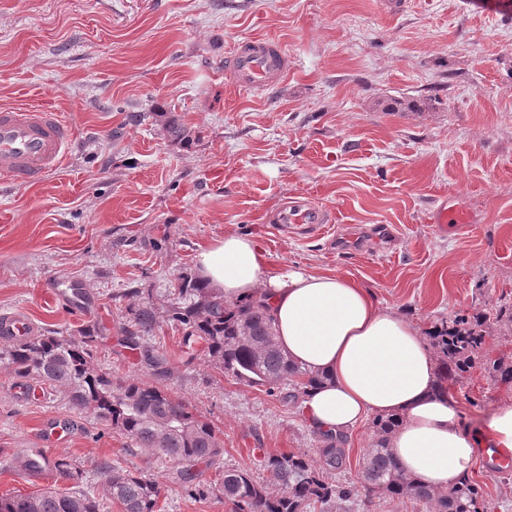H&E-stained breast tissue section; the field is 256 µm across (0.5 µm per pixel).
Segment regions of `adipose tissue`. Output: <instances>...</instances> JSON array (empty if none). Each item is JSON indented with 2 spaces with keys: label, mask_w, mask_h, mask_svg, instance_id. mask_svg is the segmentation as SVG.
<instances>
[{
  "label": "adipose tissue",
  "mask_w": 512,
  "mask_h": 512,
  "mask_svg": "<svg viewBox=\"0 0 512 512\" xmlns=\"http://www.w3.org/2000/svg\"><path fill=\"white\" fill-rule=\"evenodd\" d=\"M197 266L225 300L263 290L281 348L326 375L304 397L312 429L345 437L368 417H395L391 448L406 474L435 489L469 476L477 442L462 428L452 394L438 387L430 345L372 290L337 274L267 269L255 241L241 235L203 247Z\"/></svg>",
  "instance_id": "ef3b65f1"
}]
</instances>
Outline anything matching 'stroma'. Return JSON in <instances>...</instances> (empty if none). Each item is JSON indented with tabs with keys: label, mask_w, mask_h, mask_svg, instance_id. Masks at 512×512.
<instances>
[{
	"label": "stroma",
	"mask_w": 512,
	"mask_h": 512,
	"mask_svg": "<svg viewBox=\"0 0 512 512\" xmlns=\"http://www.w3.org/2000/svg\"><path fill=\"white\" fill-rule=\"evenodd\" d=\"M249 37L281 42L292 66L263 91L225 71ZM50 103L75 140L38 185L0 179V313L79 336L99 327L94 363L150 381L122 348L129 289L163 298L195 271L201 247L252 238L271 266L333 271L371 288L420 329L512 302V0H0V105ZM190 130L172 141L167 117ZM466 224L438 225L448 196ZM310 200L324 229L280 232L271 212ZM179 328L150 342L173 367L163 384L216 428L224 452L202 482L254 469V451L315 454L316 433L292 405L235 381L197 350L180 360ZM0 363V497L66 490L28 479L20 460L42 430L100 482L99 465L141 474L162 512H229L191 499L167 459L139 449L61 392L19 402ZM478 433L512 388L483 374L454 392ZM472 479L512 512V468L477 447Z\"/></svg>",
	"instance_id": "stroma-1"
}]
</instances>
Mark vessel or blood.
<instances>
[{
  "label": "vessel or blood",
  "mask_w": 512,
  "mask_h": 512,
  "mask_svg": "<svg viewBox=\"0 0 512 512\" xmlns=\"http://www.w3.org/2000/svg\"><path fill=\"white\" fill-rule=\"evenodd\" d=\"M290 60L272 39L248 38L235 45L226 60L233 84L261 91L277 84ZM72 144V126L45 105L0 107V177L20 184L36 183L58 169ZM274 220L279 224H323L325 213L311 205H285ZM34 326L21 310L0 314V335L21 340Z\"/></svg>",
  "instance_id": "b4317fda"
}]
</instances>
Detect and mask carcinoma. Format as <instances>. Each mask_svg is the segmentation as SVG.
<instances>
[{
	"label": "carcinoma",
	"mask_w": 512,
	"mask_h": 512,
	"mask_svg": "<svg viewBox=\"0 0 512 512\" xmlns=\"http://www.w3.org/2000/svg\"><path fill=\"white\" fill-rule=\"evenodd\" d=\"M165 298L162 311L151 300L131 305V327L125 328L122 339L137 351L141 367L153 375L164 378L170 374L167 357L146 341L163 319L182 331L185 353L203 345L217 369L250 386L265 388L271 397L280 395L296 404L308 388L326 380L292 361L279 346L262 296L228 303L222 291L183 272ZM492 325L512 332L511 303L473 319L450 316L430 331L427 339L436 354L442 387L458 382V376L476 367L491 380L512 387V362L492 360L484 353L487 329ZM96 339L90 328L78 339L41 331L1 347L0 362L7 361L17 378L64 391L72 406L110 424L132 446L168 458L194 499L212 494L224 499L231 512H312L317 505L331 512L362 494L368 499L374 495L413 499L425 512H494L495 504L484 499L470 479L437 490L403 472L389 446L398 422L384 418L373 420L376 440L355 483L327 480L328 475L347 470L348 454L343 448L345 439L321 435L315 459L305 453L259 449L257 466L270 475V484L256 481L248 470H226L203 487L194 467L201 460L215 464L223 452L212 424L159 386L112 381L91 359L90 345ZM101 470L103 480L93 486L72 459L59 457L52 472L72 483L69 490L49 488L35 495L0 497V512H102L108 501L119 503L123 512H160V491L152 481L110 463Z\"/></svg>",
	"instance_id": "cac0c4a2"
}]
</instances>
